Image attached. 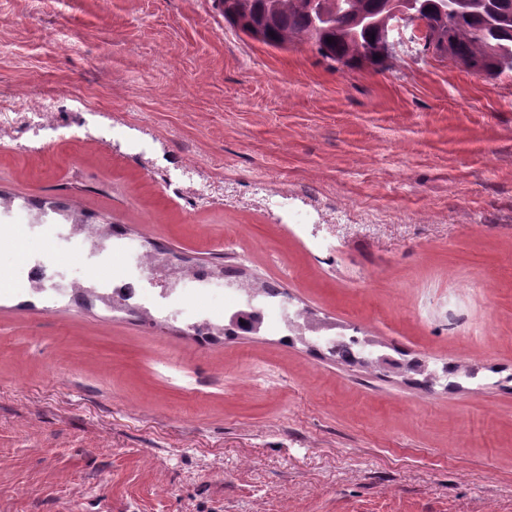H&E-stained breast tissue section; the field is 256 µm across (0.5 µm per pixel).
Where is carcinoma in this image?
<instances>
[{
	"instance_id": "1",
	"label": "carcinoma",
	"mask_w": 512,
	"mask_h": 512,
	"mask_svg": "<svg viewBox=\"0 0 512 512\" xmlns=\"http://www.w3.org/2000/svg\"><path fill=\"white\" fill-rule=\"evenodd\" d=\"M391 1L426 21L438 59L490 80L512 72V0H322L328 23L315 20L311 0H220L224 21L247 37L277 49L311 44L341 71L389 69Z\"/></svg>"
}]
</instances>
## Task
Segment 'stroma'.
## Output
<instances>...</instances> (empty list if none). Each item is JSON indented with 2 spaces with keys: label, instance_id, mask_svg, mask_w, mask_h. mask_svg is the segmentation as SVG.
<instances>
[{
  "label": "stroma",
  "instance_id": "obj_1",
  "mask_svg": "<svg viewBox=\"0 0 512 512\" xmlns=\"http://www.w3.org/2000/svg\"><path fill=\"white\" fill-rule=\"evenodd\" d=\"M0 106L6 200L462 368L0 288V512H512V72H338L215 0H0Z\"/></svg>",
  "mask_w": 512,
  "mask_h": 512
}]
</instances>
